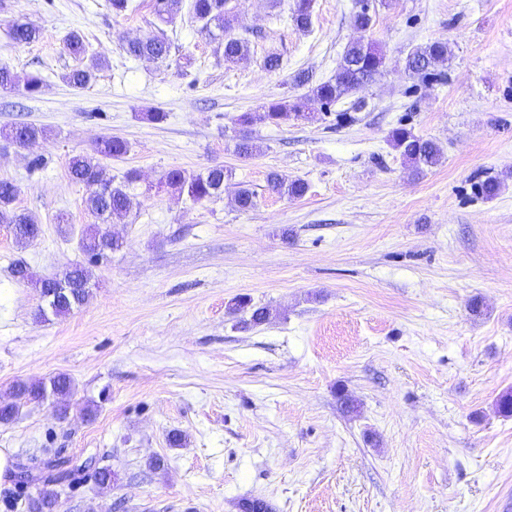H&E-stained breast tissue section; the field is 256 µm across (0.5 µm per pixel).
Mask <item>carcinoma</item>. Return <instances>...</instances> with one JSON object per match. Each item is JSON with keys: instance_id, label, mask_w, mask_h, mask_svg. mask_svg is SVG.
Masks as SVG:
<instances>
[{"instance_id": "carcinoma-1", "label": "carcinoma", "mask_w": 512, "mask_h": 512, "mask_svg": "<svg viewBox=\"0 0 512 512\" xmlns=\"http://www.w3.org/2000/svg\"><path fill=\"white\" fill-rule=\"evenodd\" d=\"M181 0H155L154 13L163 23H170L180 9ZM228 0H190L189 17L201 23V29L213 37L224 38V63L237 64L249 53L248 40L228 35L231 27V11ZM291 19L296 28L307 31L313 24V0H294ZM8 36L16 44H30L36 41L40 32L33 24L15 20L9 26ZM66 46L70 54L88 59L71 69L65 79L69 85L83 89L96 78V73L105 62L98 55L87 56V46L83 35L78 31L69 33ZM172 43L165 34L151 35L144 39L132 40L124 50L131 57H148L165 60L170 56ZM448 60V44L439 40L429 42L412 49L405 58V70L422 78L433 75L436 64ZM384 56L372 41L359 40L344 50L334 74L292 99L282 98L266 102L252 112H244L236 118L240 126L239 138L235 148L243 156H255L262 152L258 139L253 136L252 127L258 124L279 126L290 121H309L313 118V104L328 112L343 98L354 94L359 88L371 82L381 73ZM44 80L39 75L20 78L10 67L0 65V91L11 92L23 88L31 97L39 94ZM44 129L32 124H20L6 133V139L27 145L45 137ZM390 144L399 153L403 163L420 169L432 167L442 158V150L437 142L415 135L401 126L390 134ZM129 152V143L119 136H104L97 141L91 154L73 156L68 165L69 180L86 187L88 194L84 199L86 210L95 217L96 223L90 225L82 241L84 252L89 261L97 263L120 250L123 241L108 238V232L102 225L131 214L135 206V197L129 191L130 185L138 179L134 170L126 172L122 181L116 183L105 178L99 158H121ZM224 167L214 166L199 173H189L179 168L164 171L159 179V187L170 188L180 194H187L192 201L201 203L221 197L224 194ZM269 189L289 198H298L307 191V184L299 179H290L285 175L272 172L267 177ZM502 181L490 176L476 186L479 195L486 199L495 197ZM18 193L17 186L10 180L0 179V224L11 227L14 238L19 244H27L37 239L41 227L25 212L10 208ZM12 275L20 282H31L40 288L41 295L52 315L64 317L74 307L82 304L89 296V273L76 266L59 276L37 278L24 261H18L12 268ZM71 391V380L59 374L49 382H18L13 394L17 399L40 400L47 395L65 396ZM93 459L88 458L79 465L59 456L44 459L29 458L16 464L15 480L18 483L32 485L43 482L68 488L87 470Z\"/></svg>"}]
</instances>
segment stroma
I'll use <instances>...</instances> for the list:
<instances>
[{"label":"stroma","instance_id":"obj_1","mask_svg":"<svg viewBox=\"0 0 512 512\" xmlns=\"http://www.w3.org/2000/svg\"><path fill=\"white\" fill-rule=\"evenodd\" d=\"M136 2L118 16L108 0H0V65L44 80L34 97L0 92V133L46 131L26 147L0 136V179L42 229L21 245L0 224V400L19 381L73 385L63 415L51 398L19 401L0 449L112 467V485L84 474L58 512H240L251 498L273 512H512V416L497 408L512 390V0H370L363 33L360 0H314L309 32L293 0H230L231 34L250 47L234 65L187 10L164 25L154 0ZM18 17L38 41L8 39ZM74 30L105 58L86 89L64 80ZM160 30L166 62L125 53ZM360 37L385 65L357 91L355 122L264 125L260 155L235 153L234 116L300 94L299 72L328 79ZM435 40L448 44L436 79L408 75L406 54ZM153 111L163 121L145 120ZM401 123L441 145L438 165L402 163L389 144ZM110 135L130 150L102 160L105 175H140L136 207L110 226L124 245L90 265L82 306L40 318L38 288L11 266L43 277L85 262L94 218L67 164ZM212 166L229 172L220 199L156 187L167 169ZM273 170L305 195L270 191ZM494 175L499 193L482 198ZM241 187L254 209L234 206ZM235 298L269 320L244 326L249 311L227 312ZM343 393L359 414L343 412ZM157 457L164 468L150 469Z\"/></svg>","mask_w":512,"mask_h":512}]
</instances>
